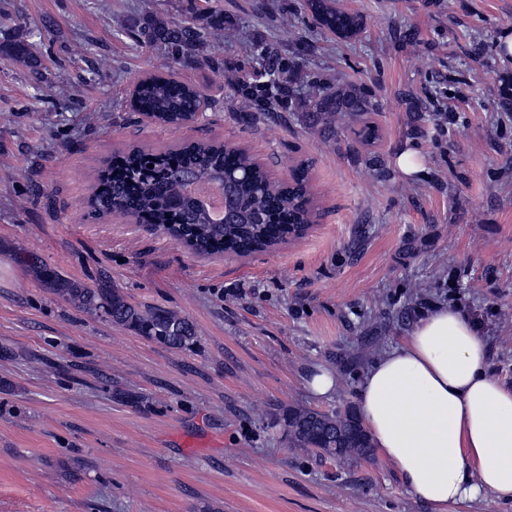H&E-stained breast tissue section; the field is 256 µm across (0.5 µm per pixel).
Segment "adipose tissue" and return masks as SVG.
<instances>
[{"label":"adipose tissue","mask_w":512,"mask_h":512,"mask_svg":"<svg viewBox=\"0 0 512 512\" xmlns=\"http://www.w3.org/2000/svg\"><path fill=\"white\" fill-rule=\"evenodd\" d=\"M359 404L375 447L433 512L512 501V389L492 374L467 315L428 312L369 365Z\"/></svg>","instance_id":"obj_1"}]
</instances>
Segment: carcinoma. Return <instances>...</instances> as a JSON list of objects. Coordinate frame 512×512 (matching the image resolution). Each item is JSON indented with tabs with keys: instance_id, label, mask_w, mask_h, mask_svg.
Masks as SVG:
<instances>
[{
	"instance_id": "obj_1",
	"label": "carcinoma",
	"mask_w": 512,
	"mask_h": 512,
	"mask_svg": "<svg viewBox=\"0 0 512 512\" xmlns=\"http://www.w3.org/2000/svg\"><path fill=\"white\" fill-rule=\"evenodd\" d=\"M304 8L317 25L341 39L350 40L364 29L362 16L340 9L336 0H305ZM141 33L150 46L174 49L180 65L212 67L211 40L230 38L235 29L224 27V16L218 14L209 31L170 20L151 22ZM254 52L266 60L262 82L251 80L235 64L224 63V86L238 103L242 119L279 120V109L293 104L302 89L304 105L297 119L304 128L333 143L345 132L366 145L379 139V129L369 116L380 107L367 86L306 82L300 65L283 68L268 46L258 44ZM198 98L194 84L173 73L155 74L141 83L137 110L153 115L159 125L182 127L193 119ZM220 178L228 181L235 208V216L226 223L213 221L196 198L184 192L187 181L211 183ZM88 204L97 216H147L156 230L183 240L199 255H214L225 248L240 256L261 252L283 241V225L312 224L316 218L304 167L294 170L291 181L275 184L241 148L208 142L184 144L158 154L138 147L117 153ZM57 292L77 308L103 314L169 348L183 349L195 342L196 331L187 318L174 311L133 305L106 279L93 288L62 286ZM282 420L290 448L345 461L372 459L371 439L351 406L332 412L294 408Z\"/></svg>"
}]
</instances>
